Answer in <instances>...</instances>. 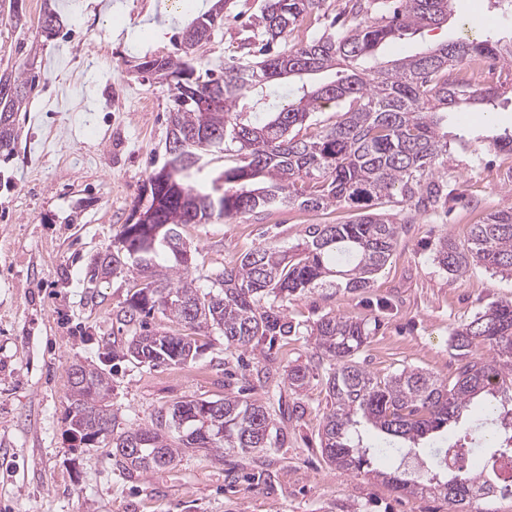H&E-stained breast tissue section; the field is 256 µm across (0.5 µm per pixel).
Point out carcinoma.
<instances>
[{"mask_svg": "<svg viewBox=\"0 0 512 512\" xmlns=\"http://www.w3.org/2000/svg\"><path fill=\"white\" fill-rule=\"evenodd\" d=\"M322 0H263L259 14L240 33L243 56L224 64L219 77L200 74L181 58L147 57L160 65L161 79L177 78L171 92L166 159L141 186L130 222L121 226L112 251L98 256L90 281L132 272L137 289L116 320L131 336L112 355L139 365L186 364L205 349L201 338L218 330L228 346L256 348L297 334L285 315L290 296L316 288L350 292L371 287L390 259L405 224L418 215L438 212L448 203V121L476 103L493 104L498 88L465 85L450 79L453 67L475 57L512 64V43L460 37L424 51L381 62L379 50L412 30L438 27L452 15L454 0H348L349 23L340 30L310 35L288 44L299 22ZM223 16L211 10L198 16L185 33H200L184 43L185 55L207 45L221 29ZM47 37L58 34L61 20L44 6L38 21ZM334 72V79L302 83L278 99L279 80ZM33 84L28 69L0 71V153L9 156L19 137L17 112L29 103ZM213 92L222 105L204 100ZM336 112V121L310 131L315 113ZM499 151H512V133L470 138ZM234 152L235 162L207 185L191 178L215 152ZM148 196H143L144 190ZM400 198L401 216L376 213L382 199ZM348 203L360 209L344 224H311L286 250L260 244L240 263L224 268L202 288L189 278L196 259L183 240L187 224L260 214L297 205L327 210ZM149 223L135 220L138 211ZM434 261L453 277L476 265L512 275V211L488 214L470 225L464 239L444 236ZM160 312L181 328L150 330L147 318ZM368 324L331 312L310 329L317 362L285 370L284 382L302 390L325 369L330 408L324 414L321 449L336 467L355 475L377 472L376 465L411 452L424 456L430 477L410 479L398 469L388 483L411 496L436 493L452 512H464L473 499L494 488L486 476L459 468L447 479L438 465L443 448L436 438L448 426L468 420L470 450L481 457L512 446V409L473 411L482 395L507 396L512 390V302L490 304L474 319L451 330L458 366L441 381L417 368L386 377L372 375L357 361L367 343ZM482 345L488 353L477 355ZM70 406L92 392L112 389L109 376L82 366V377L69 380ZM107 420L66 416L68 431L80 439L112 438V454L128 470L163 469L189 451L218 458L251 454L272 447L269 402L226 396L185 399L160 409L151 422L117 431V415L106 404Z\"/></svg>", "mask_w": 512, "mask_h": 512, "instance_id": "obj_1", "label": "carcinoma"}]
</instances>
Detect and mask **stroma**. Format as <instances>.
I'll return each instance as SVG.
<instances>
[{"mask_svg": "<svg viewBox=\"0 0 512 512\" xmlns=\"http://www.w3.org/2000/svg\"><path fill=\"white\" fill-rule=\"evenodd\" d=\"M44 0H24L27 23L16 27L0 5V69L32 64V103L17 115L12 155L0 154V512H448L437 495L396 492L377 475L331 466L321 451L329 404L322 378L288 390V365L316 356L310 328L323 314L377 322L360 360L383 377L405 367L450 379L457 366L453 327L490 303L512 302V275L473 267L459 278L434 261L441 236L464 238L471 224L512 210V154L451 144L447 173L466 201L408 225L371 288H317L290 298L286 314L298 335L239 355L221 333L185 365L148 368L115 359L126 337L116 313L135 290L132 273L89 282L94 258L110 249L131 214L140 185L163 162L171 105L167 82L138 73L144 56L176 55L181 32L213 0H54L62 26L42 36ZM261 0H236L215 39L193 53L197 71H218L240 55L243 18ZM447 24L407 34L384 59L444 43L469 23L477 34L512 41V12L490 0H455ZM499 86L495 122L482 112L457 115L453 131L512 129V67ZM346 207H286L258 216L190 224L183 237L199 249L191 276L209 286L215 272L239 263L260 243L290 246L311 224L350 219ZM103 369L112 380L120 427L149 423L183 399L216 400L250 386L251 397L279 402V443L267 452L223 461L189 453L162 470L125 471L111 448H74L65 433L72 364ZM270 366L267 383L257 371ZM300 405L304 413L289 418Z\"/></svg>", "mask_w": 512, "mask_h": 512, "instance_id": "1", "label": "stroma"}]
</instances>
